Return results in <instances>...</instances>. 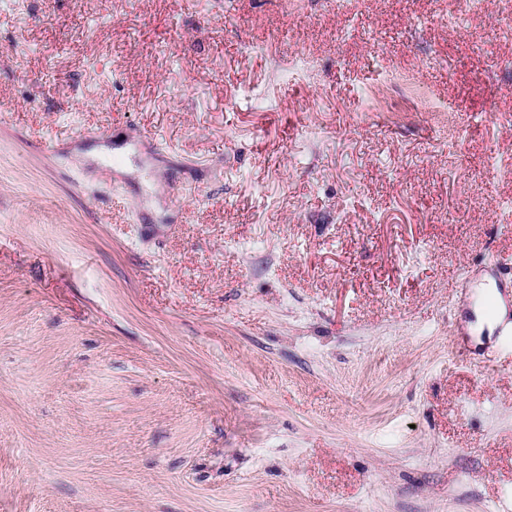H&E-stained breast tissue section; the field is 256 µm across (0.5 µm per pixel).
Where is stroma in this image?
Masks as SVG:
<instances>
[{
  "mask_svg": "<svg viewBox=\"0 0 512 512\" xmlns=\"http://www.w3.org/2000/svg\"><path fill=\"white\" fill-rule=\"evenodd\" d=\"M501 7L0 0V512H512Z\"/></svg>",
  "mask_w": 512,
  "mask_h": 512,
  "instance_id": "35a3bbf8",
  "label": "stroma"
}]
</instances>
